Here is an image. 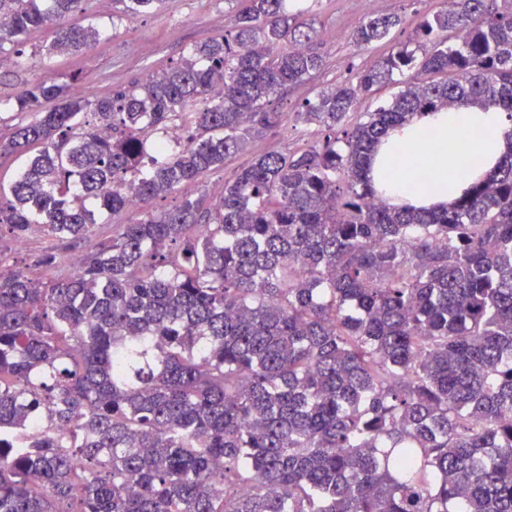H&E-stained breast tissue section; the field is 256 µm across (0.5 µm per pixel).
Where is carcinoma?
<instances>
[{
	"mask_svg": "<svg viewBox=\"0 0 512 512\" xmlns=\"http://www.w3.org/2000/svg\"><path fill=\"white\" fill-rule=\"evenodd\" d=\"M85 0H0V52L93 47ZM162 0H118L132 21ZM397 15L368 14L357 48ZM285 0H239L224 32L108 97L54 78L16 98L36 149L0 224L91 239L74 272L0 271V512H512V153L444 211L400 209L366 177L413 115L479 102L512 119V0H450L317 99L294 148L217 199L159 197L278 129L282 91L321 71ZM412 73L363 118L351 111ZM89 114L96 122L85 120ZM180 123L171 146L149 141Z\"/></svg>",
	"mask_w": 512,
	"mask_h": 512,
	"instance_id": "carcinoma-1",
	"label": "carcinoma"
}]
</instances>
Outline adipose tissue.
Here are the masks:
<instances>
[{
  "instance_id": "obj_1",
  "label": "adipose tissue",
  "mask_w": 512,
  "mask_h": 512,
  "mask_svg": "<svg viewBox=\"0 0 512 512\" xmlns=\"http://www.w3.org/2000/svg\"><path fill=\"white\" fill-rule=\"evenodd\" d=\"M512 148V120L492 106L423 112L376 144L368 176L395 207L439 210L484 179Z\"/></svg>"
}]
</instances>
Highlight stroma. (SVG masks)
<instances>
[{"label":"stroma","mask_w":512,"mask_h":512,"mask_svg":"<svg viewBox=\"0 0 512 512\" xmlns=\"http://www.w3.org/2000/svg\"><path fill=\"white\" fill-rule=\"evenodd\" d=\"M306 18L316 30V42L325 56L323 69L313 79L288 89L283 95L282 125L276 132L251 140L247 148L227 160L223 167L211 170L195 184L155 200L157 209L177 204L181 195L207 194L218 198L219 187L231 173L247 165L258 154L300 145L295 126L294 106L306 99L350 79L356 71L372 68L392 50L394 44L406 40L417 18L442 9L443 0H375L378 15L395 14L402 18V28L389 39L366 49L354 47L351 35L365 13L361 0H308ZM117 0H87L79 20L92 24L102 32L97 45L86 52L61 55L52 59L53 75L61 81L78 77L82 91L98 97L110 95L118 87L128 85L145 73H153L177 62L184 49L205 41L223 31L227 18L237 10L236 0H164L163 4L132 21H116ZM51 39L48 31L34 32L24 55L0 53V137L9 138L22 121L14 108V100L23 87L44 76L38 63L39 49ZM87 241L62 243L51 235L37 232L26 239L24 248H16L6 229H0V268L23 269L30 277L42 274L37 265L41 255L55 252L63 257L84 256L91 250Z\"/></svg>","instance_id":"1"}]
</instances>
